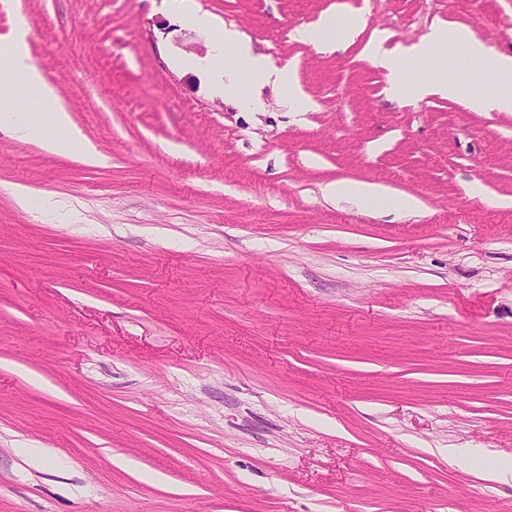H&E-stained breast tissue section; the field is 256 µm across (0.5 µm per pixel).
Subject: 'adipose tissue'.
<instances>
[{"label":"adipose tissue","mask_w":512,"mask_h":512,"mask_svg":"<svg viewBox=\"0 0 512 512\" xmlns=\"http://www.w3.org/2000/svg\"><path fill=\"white\" fill-rule=\"evenodd\" d=\"M28 27L19 24L14 35L0 42V128L8 129L20 140L30 138L35 128L27 112L15 103V85L23 83L36 90L43 101L52 105L50 134L43 140L48 149L59 148L61 142L76 146L84 157L93 163H103L104 158L95 147L84 139L72 125L66 109L60 104L53 88L47 82L37 62L30 56L26 36ZM463 50L465 58L487 61L499 82V91L491 96L469 99L470 108L478 112H512V55L489 54L485 46L475 39L471 30L464 26H441L427 39L411 47L413 59L427 61L437 57L447 46ZM185 67L203 66L209 74L217 93H236L238 88H247L249 94L274 83L288 94L289 99L303 101L304 95L287 70L272 66L265 57L253 54L249 44L239 31L224 29L216 38L211 55L203 62L188 59ZM325 196L332 201H351L369 205L387 200L391 211L411 213L417 211L421 202L412 196H388L385 187L375 183L339 180L328 183Z\"/></svg>","instance_id":"obj_1"}]
</instances>
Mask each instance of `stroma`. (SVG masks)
Returning <instances> with one entry per match:
<instances>
[{
    "label": "stroma",
    "mask_w": 512,
    "mask_h": 512,
    "mask_svg": "<svg viewBox=\"0 0 512 512\" xmlns=\"http://www.w3.org/2000/svg\"><path fill=\"white\" fill-rule=\"evenodd\" d=\"M337 1L194 0L299 112L183 67L215 26L177 0H0L107 159L0 130V512H512V112L414 97L483 69L454 48L395 84L362 54L440 21L512 54V0ZM324 195L331 201H351L361 205H369L387 198L390 212L411 213L417 211L421 202L412 196H388L385 187L375 183L350 182L339 180L328 183Z\"/></svg>",
    "instance_id": "1"
}]
</instances>
